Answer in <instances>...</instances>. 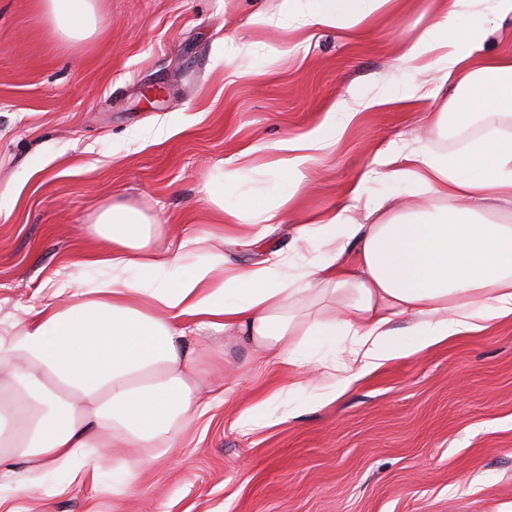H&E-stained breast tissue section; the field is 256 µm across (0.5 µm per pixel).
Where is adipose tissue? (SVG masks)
Returning <instances> with one entry per match:
<instances>
[{
  "label": "adipose tissue",
  "instance_id": "1",
  "mask_svg": "<svg viewBox=\"0 0 512 512\" xmlns=\"http://www.w3.org/2000/svg\"><path fill=\"white\" fill-rule=\"evenodd\" d=\"M433 19L404 43L401 59L430 58L447 103L430 113L431 129L481 130L460 150L377 153L368 176L397 195L349 191L348 204L299 224L296 239L316 255L289 274L286 255L249 267L228 266L224 247L248 248L267 225L287 223L303 166L334 138L335 122L274 143L275 180L240 191L254 172L253 151L209 189L220 232L184 239L174 257L160 248L161 229L138 210L114 203L98 216L94 242L81 254L93 278L61 288L27 312L21 326L0 330V493L19 470L54 493L53 474L80 480L115 448L143 454L122 475L148 468L200 415L199 391L185 324L234 337L266 363L288 368L313 404L323 406L387 362L418 357L449 341L512 321V51L488 52L486 27L512 16V0H433ZM400 0H282L278 13L248 19L259 30L350 28ZM54 32L66 41L91 37L100 21L93 0H42ZM422 83L395 94H350L346 117L376 106L436 99ZM428 194L431 205L416 201ZM233 205H225L226 196ZM181 275L165 279L171 266ZM160 280L135 278L138 270ZM407 321L397 335L396 321ZM346 336L345 357L317 353Z\"/></svg>",
  "mask_w": 512,
  "mask_h": 512
}]
</instances>
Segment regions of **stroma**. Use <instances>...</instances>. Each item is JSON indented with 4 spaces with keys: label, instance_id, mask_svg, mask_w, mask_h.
Here are the masks:
<instances>
[{
    "label": "stroma",
    "instance_id": "1",
    "mask_svg": "<svg viewBox=\"0 0 512 512\" xmlns=\"http://www.w3.org/2000/svg\"><path fill=\"white\" fill-rule=\"evenodd\" d=\"M281 0H95L104 26L67 42L40 0H0V323L52 301L83 276L78 251L112 202L168 228L169 243L212 229V181L254 148L248 185L272 174L269 144L315 129L347 90H403L421 73L400 63L430 24L429 0H401L360 28L253 29ZM286 54L268 64L265 43ZM252 44L225 59V46ZM428 105L336 115L334 144L301 187L302 213L348 202L376 152L412 146ZM145 145L126 150L131 134ZM42 165L32 174L33 165ZM294 224L253 247L249 265L288 250ZM204 413L173 448L111 492L101 482L60 495L18 486L0 512H512V323L387 363L325 406L305 392L271 407L279 423L238 414L292 381L223 334L193 336Z\"/></svg>",
    "mask_w": 512,
    "mask_h": 512
}]
</instances>
